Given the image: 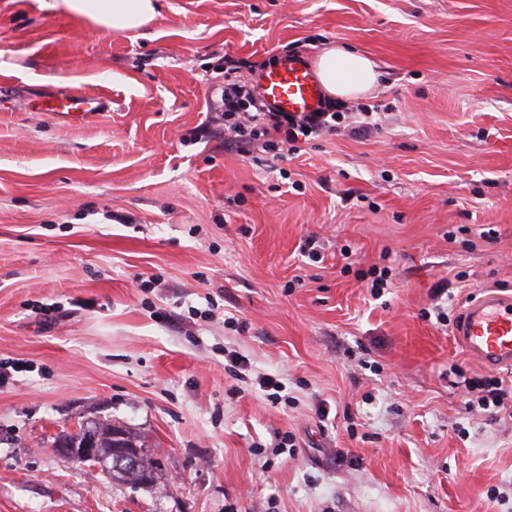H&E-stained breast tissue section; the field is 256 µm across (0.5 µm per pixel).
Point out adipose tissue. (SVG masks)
<instances>
[{
	"instance_id": "1",
	"label": "adipose tissue",
	"mask_w": 512,
	"mask_h": 512,
	"mask_svg": "<svg viewBox=\"0 0 512 512\" xmlns=\"http://www.w3.org/2000/svg\"><path fill=\"white\" fill-rule=\"evenodd\" d=\"M56 6L102 28L123 32L140 29L157 15L155 0H56ZM315 69L325 92L341 100L368 94L378 79L370 59L343 47L325 48L315 60Z\"/></svg>"
}]
</instances>
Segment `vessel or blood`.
<instances>
[{
	"label": "vessel or blood",
	"instance_id": "b4317fda",
	"mask_svg": "<svg viewBox=\"0 0 512 512\" xmlns=\"http://www.w3.org/2000/svg\"><path fill=\"white\" fill-rule=\"evenodd\" d=\"M258 84L268 105L281 112L315 111L324 97L312 68L295 57L262 71ZM455 334L483 366L512 370V295L489 293L469 302Z\"/></svg>",
	"mask_w": 512,
	"mask_h": 512
}]
</instances>
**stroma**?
<instances>
[{
	"label": "stroma",
	"instance_id": "stroma-1",
	"mask_svg": "<svg viewBox=\"0 0 512 512\" xmlns=\"http://www.w3.org/2000/svg\"><path fill=\"white\" fill-rule=\"evenodd\" d=\"M158 2L114 32L0 0V512H512V402L454 339L512 293V0ZM341 45L379 81L336 132L200 134L225 58ZM73 93L104 107L46 111ZM98 418L164 487L54 451ZM482 386L484 388H481L480 391L484 394L481 397H478V400L481 402L484 409L489 408L491 404L494 408H503L504 400L507 396L510 394V399L512 398V385L510 384V388L508 390V386L503 384L502 379H485Z\"/></svg>",
	"mask_w": 512,
	"mask_h": 512
}]
</instances>
